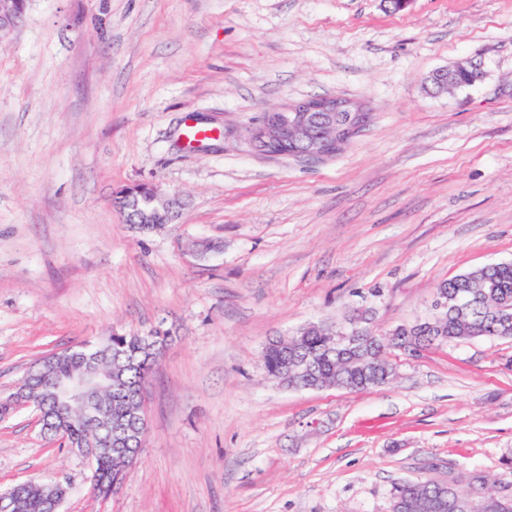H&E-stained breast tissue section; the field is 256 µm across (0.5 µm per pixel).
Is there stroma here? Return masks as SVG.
Here are the masks:
<instances>
[{"label": "stroma", "mask_w": 512, "mask_h": 512, "mask_svg": "<svg viewBox=\"0 0 512 512\" xmlns=\"http://www.w3.org/2000/svg\"><path fill=\"white\" fill-rule=\"evenodd\" d=\"M470 60L484 77L426 92ZM363 101L332 159L255 153L266 112ZM218 137L187 145V121ZM181 191L175 224L113 197ZM213 248L202 254L200 241ZM512 262V0H29L0 40V398L43 357L170 330L149 433L113 495L37 412L0 419V492L62 482L61 512H390L397 484L512 496V339L388 353V384L295 389L269 341L366 311L381 334L441 283ZM137 185H139L137 191H141L139 194L141 197V203L136 197L134 202L129 205L130 211H128L124 217L126 224H131V226L141 231L151 230L152 224L155 222L156 211L145 207L143 205L144 202L159 201L168 211H175L178 212L179 215L181 214V210L185 204L179 193L162 191L153 183H141ZM162 206L157 205V209L159 211V214L157 215L159 224H164L165 220H167V214Z\"/></svg>", "instance_id": "35a3bbf8"}]
</instances>
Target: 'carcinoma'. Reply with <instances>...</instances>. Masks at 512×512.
Segmentation results:
<instances>
[{"label": "carcinoma", "instance_id": "carcinoma-1", "mask_svg": "<svg viewBox=\"0 0 512 512\" xmlns=\"http://www.w3.org/2000/svg\"><path fill=\"white\" fill-rule=\"evenodd\" d=\"M444 294L465 293L472 301L470 309L464 313L450 312L446 320L437 328L427 321L418 322L402 336H418L421 344L458 343L474 338L487 340L511 339L512 317L504 321L500 318L501 303L512 306V262L496 263L476 267L471 271L455 276L438 288ZM171 339L170 332L159 331L156 336L147 338L139 334L114 333L100 342V345L85 350H69L56 359H48L45 369L52 375H66L78 370L84 355L96 357L100 368L112 375V388L99 394L103 408L104 423L110 427L119 425L126 428L127 448L140 447L137 437L138 424L132 411L140 401V390L152 373L162 349ZM334 341L330 329L315 326L306 334L293 340L288 350V366L300 358L312 354H323ZM393 367L372 350L364 361L333 360L324 362L317 370L316 378L323 384L345 383L355 388L372 387V380L391 379ZM67 442L89 444L96 441L100 431L76 417L64 427ZM127 466L126 456L99 455L94 457L92 467L102 486L124 475ZM49 486L41 483L16 485L10 489L22 506V512H43L42 499ZM472 498L451 485L436 481L404 483L397 485L392 493V509L396 512H470ZM478 512H512V499L496 496L494 485H486V496L479 502Z\"/></svg>", "mask_w": 512, "mask_h": 512}]
</instances>
